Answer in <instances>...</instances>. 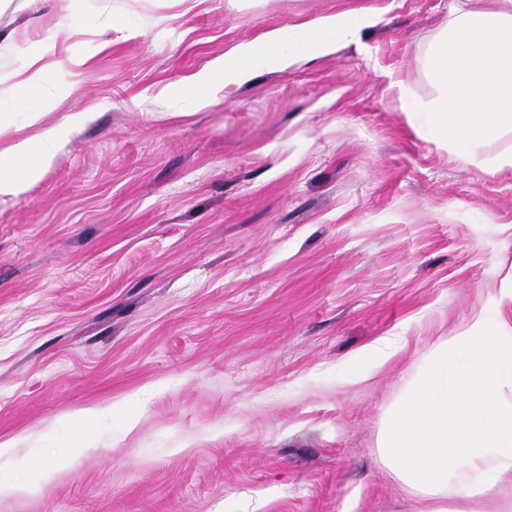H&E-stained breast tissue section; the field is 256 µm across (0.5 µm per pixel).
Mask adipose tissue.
<instances>
[{
    "mask_svg": "<svg viewBox=\"0 0 512 512\" xmlns=\"http://www.w3.org/2000/svg\"><path fill=\"white\" fill-rule=\"evenodd\" d=\"M374 21L365 13L268 33L261 45L237 46L230 60L200 75L201 86L247 79L257 53L284 67L301 53H327L333 35L351 36ZM439 94L427 108L430 128L468 159L496 170L512 168V151H494L512 131V0L494 10L454 8L425 53ZM58 128L0 150V195H16L53 159ZM512 321L477 314L459 335L427 356L409 392L388 409L380 453L409 488L449 501L493 490L512 473Z\"/></svg>",
    "mask_w": 512,
    "mask_h": 512,
    "instance_id": "1",
    "label": "adipose tissue"
}]
</instances>
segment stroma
Wrapping results in <instances>:
<instances>
[{
	"label": "stroma",
	"mask_w": 512,
	"mask_h": 512,
	"mask_svg": "<svg viewBox=\"0 0 512 512\" xmlns=\"http://www.w3.org/2000/svg\"><path fill=\"white\" fill-rule=\"evenodd\" d=\"M454 3L0 0V150L60 129L0 196V483L34 487L0 512H436L383 461L385 413L441 339L512 312V169L424 123ZM365 12L333 53L197 83ZM40 43L33 123L13 85ZM374 19L371 13H364L352 19L333 16L313 25H292L275 29L268 33L259 45L237 46L230 60L215 62L208 71L200 75L198 82L201 86L210 87L222 81L224 85L228 82L244 81L249 76L250 65L258 52V47L263 49L266 61L276 67L290 66L305 51H335L336 41L332 35L336 31L343 32L344 36H353L360 29L372 24Z\"/></svg>",
	"instance_id": "obj_1"
}]
</instances>
